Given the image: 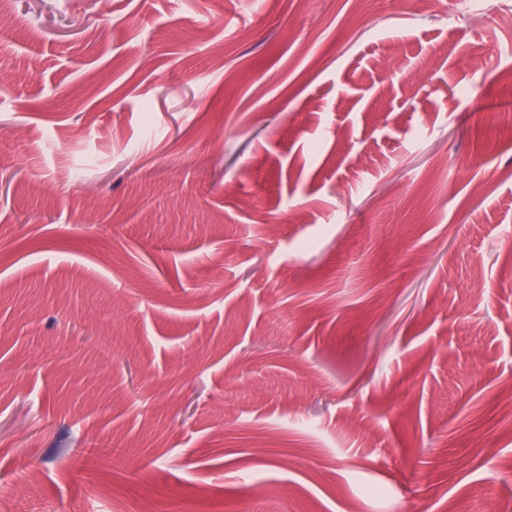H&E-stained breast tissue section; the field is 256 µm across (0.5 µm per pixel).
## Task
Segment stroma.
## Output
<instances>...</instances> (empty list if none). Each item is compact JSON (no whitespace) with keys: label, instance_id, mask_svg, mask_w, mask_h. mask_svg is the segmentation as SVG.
<instances>
[{"label":"stroma","instance_id":"1","mask_svg":"<svg viewBox=\"0 0 512 512\" xmlns=\"http://www.w3.org/2000/svg\"><path fill=\"white\" fill-rule=\"evenodd\" d=\"M465 2L0 12L21 512H512V24Z\"/></svg>","mask_w":512,"mask_h":512}]
</instances>
